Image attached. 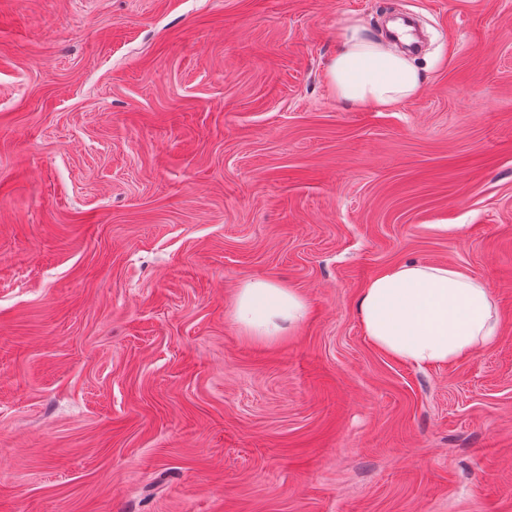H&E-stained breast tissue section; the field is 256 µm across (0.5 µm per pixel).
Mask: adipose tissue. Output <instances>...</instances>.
Segmentation results:
<instances>
[{"label":"adipose tissue","instance_id":"obj_1","mask_svg":"<svg viewBox=\"0 0 512 512\" xmlns=\"http://www.w3.org/2000/svg\"><path fill=\"white\" fill-rule=\"evenodd\" d=\"M336 40L326 76L337 98L381 112L419 92L423 78L413 60L359 21L344 22ZM355 312L373 346L420 369L454 364L500 334L491 289L450 262L409 259L383 268L361 288ZM307 313L299 292L262 279L241 284L232 306L236 325L266 342L294 331Z\"/></svg>","mask_w":512,"mask_h":512}]
</instances>
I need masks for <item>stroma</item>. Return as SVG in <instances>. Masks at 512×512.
Listing matches in <instances>:
<instances>
[{
  "instance_id": "obj_1",
  "label": "stroma",
  "mask_w": 512,
  "mask_h": 512,
  "mask_svg": "<svg viewBox=\"0 0 512 512\" xmlns=\"http://www.w3.org/2000/svg\"><path fill=\"white\" fill-rule=\"evenodd\" d=\"M406 13L419 93L336 98L338 27ZM406 259L496 343L371 345ZM252 278L309 304L278 342ZM0 512H512V0H0ZM355 312L373 346L419 369L454 364L500 334L491 289L450 262L383 268L361 288ZM308 305L294 288L256 279L237 288L232 317L255 339L275 342L294 331L306 318Z\"/></svg>"
}]
</instances>
